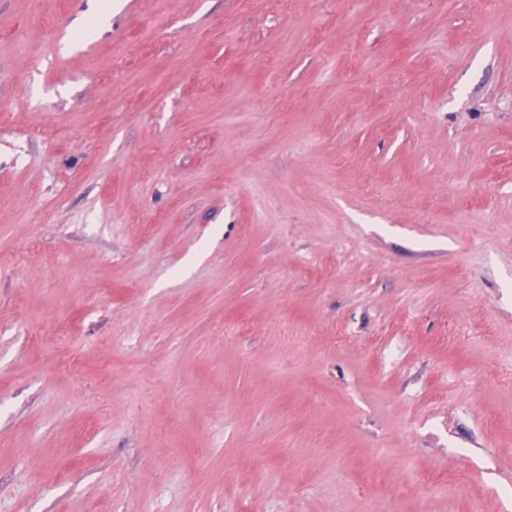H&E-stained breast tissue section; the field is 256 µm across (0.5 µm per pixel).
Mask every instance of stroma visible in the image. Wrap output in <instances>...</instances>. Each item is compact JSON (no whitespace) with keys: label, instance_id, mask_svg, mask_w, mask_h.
I'll return each instance as SVG.
<instances>
[{"label":"stroma","instance_id":"1","mask_svg":"<svg viewBox=\"0 0 512 512\" xmlns=\"http://www.w3.org/2000/svg\"><path fill=\"white\" fill-rule=\"evenodd\" d=\"M120 2L0 0V512H512V0Z\"/></svg>","mask_w":512,"mask_h":512}]
</instances>
